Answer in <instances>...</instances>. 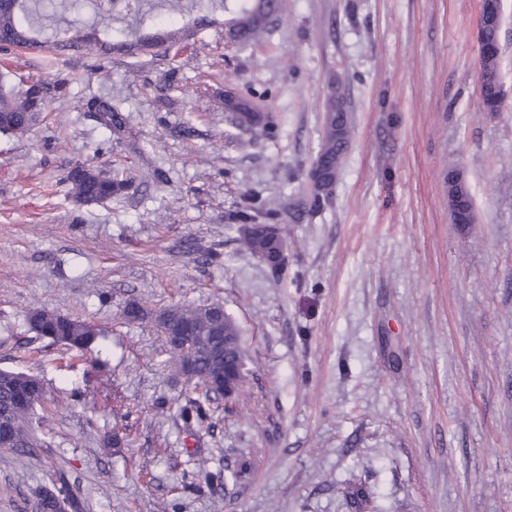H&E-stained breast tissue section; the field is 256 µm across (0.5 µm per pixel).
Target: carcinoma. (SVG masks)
<instances>
[{"instance_id": "1", "label": "carcinoma", "mask_w": 512, "mask_h": 512, "mask_svg": "<svg viewBox=\"0 0 512 512\" xmlns=\"http://www.w3.org/2000/svg\"><path fill=\"white\" fill-rule=\"evenodd\" d=\"M280 11L278 0H243L237 9H229L232 17L227 26L231 39L241 44L257 40L264 31L267 17L276 16ZM52 16L43 13L41 0H19L17 3L6 2L0 6V50L7 51L19 44L28 49L46 50L54 54H63L68 50H85L89 53L106 51V44L101 42L96 31L82 32L67 29L59 33L53 29L51 37H45L49 30L46 21ZM168 34L151 39H139L127 44V48L140 55H151L159 41ZM480 81L483 91L482 103L485 111H499L503 90L500 73V52L480 54ZM46 105V87L39 80L23 81L21 87L3 90L0 88V126L5 129L22 130L32 122L33 108L36 103ZM225 109L237 115L242 127L248 122V112L253 110L251 103L238 98L225 105ZM351 135V119L345 106L344 97L328 99L324 120V136L317 154L324 178L332 180L340 167L341 159L347 148ZM66 181L70 193L77 201L85 203L90 200H112V195L125 189L124 180L106 177L89 167L77 173H68ZM448 208L452 220L456 223L472 224L475 222L472 201L466 183L453 176L448 180ZM244 220L252 224L243 245L255 252L270 251L266 239L265 227L250 215ZM224 311V306L216 303L204 307H175L169 311L168 318L175 325L187 326L195 336V342L205 347L193 353L191 372L194 387L199 389V397L189 401L183 409L186 419L207 418L209 408L206 403L212 397L220 395L219 389L213 387L211 378L214 371V357L225 355L239 366H244L245 351L236 323L229 316L219 323L216 315ZM30 329L37 335L50 339L53 343L68 349L84 350L94 343L101 332L95 326L56 312L36 311L28 317ZM229 340H224V336ZM44 400L43 386L36 377L21 371L0 370V448L25 451L38 448L41 442L32 424V415Z\"/></svg>"}]
</instances>
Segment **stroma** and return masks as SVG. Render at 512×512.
<instances>
[{
    "instance_id": "35a3bbf8",
    "label": "stroma",
    "mask_w": 512,
    "mask_h": 512,
    "mask_svg": "<svg viewBox=\"0 0 512 512\" xmlns=\"http://www.w3.org/2000/svg\"><path fill=\"white\" fill-rule=\"evenodd\" d=\"M480 6L282 0L241 47L215 0H169L98 33H190L169 52L0 57L54 87L24 135L0 134V369L38 377L50 413L41 448L0 449V512H32L62 475L84 512H512V0L493 114ZM334 84L352 133L314 210ZM228 89L265 124L239 127ZM93 98L122 109V130ZM78 164L129 188L78 203ZM452 171L474 223L450 218ZM260 199L278 210L279 268L241 244ZM132 301L149 319L125 320ZM215 302L241 329L243 387L189 423L193 385L152 315ZM35 310L106 338L65 352L30 331ZM500 52L480 53V81L482 103L486 112H498L503 90L500 73Z\"/></svg>"
}]
</instances>
